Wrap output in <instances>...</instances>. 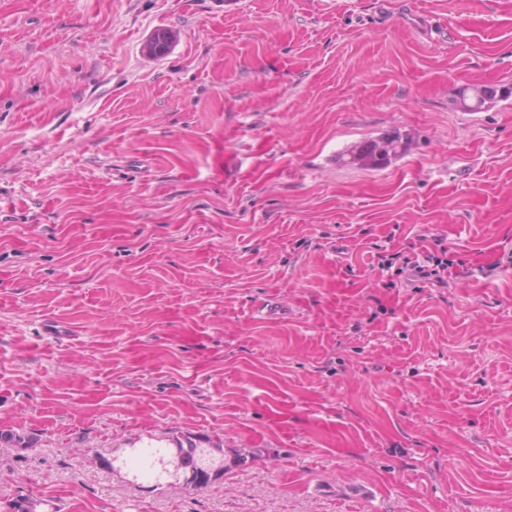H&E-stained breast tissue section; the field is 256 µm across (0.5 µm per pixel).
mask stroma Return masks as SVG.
Wrapping results in <instances>:
<instances>
[{
  "label": "stroma",
  "instance_id": "35a3bbf8",
  "mask_svg": "<svg viewBox=\"0 0 512 512\" xmlns=\"http://www.w3.org/2000/svg\"><path fill=\"white\" fill-rule=\"evenodd\" d=\"M395 225L512 250V0H0V501L512 512V269L381 287ZM183 434L219 479L136 476ZM403 137H380L361 141L344 150L340 160L365 169H381L389 166L405 151Z\"/></svg>",
  "mask_w": 512,
  "mask_h": 512
}]
</instances>
